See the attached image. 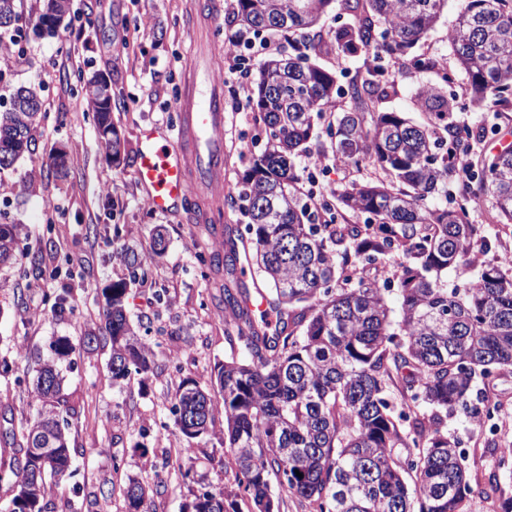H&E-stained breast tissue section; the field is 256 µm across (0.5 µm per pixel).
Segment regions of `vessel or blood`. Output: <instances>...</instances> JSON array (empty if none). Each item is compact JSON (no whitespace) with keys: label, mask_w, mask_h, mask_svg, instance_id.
Returning a JSON list of instances; mask_svg holds the SVG:
<instances>
[{"label":"vessel or blood","mask_w":512,"mask_h":512,"mask_svg":"<svg viewBox=\"0 0 512 512\" xmlns=\"http://www.w3.org/2000/svg\"><path fill=\"white\" fill-rule=\"evenodd\" d=\"M178 131L150 125L138 137L134 175L157 212H190L197 185L221 182L224 169V101L197 75L187 79Z\"/></svg>","instance_id":"vessel-or-blood-1"}]
</instances>
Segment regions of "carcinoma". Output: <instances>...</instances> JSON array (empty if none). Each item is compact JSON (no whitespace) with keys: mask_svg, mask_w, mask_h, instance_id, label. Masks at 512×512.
Instances as JSON below:
<instances>
[{"mask_svg":"<svg viewBox=\"0 0 512 512\" xmlns=\"http://www.w3.org/2000/svg\"><path fill=\"white\" fill-rule=\"evenodd\" d=\"M352 21L316 28L334 2ZM15 0H0V29L17 21ZM446 0H237L234 21L248 33H286L302 49L272 57L250 75L255 109L263 113L266 146L253 156L239 198L255 249V271L271 287L279 314L270 328L254 319L237 287L239 229L225 227L224 253L198 254L201 265L224 267L225 319L248 359L213 367L221 399L191 378L175 390V425L191 441L212 432L224 414L221 445L235 464V484L257 512H280L270 476L319 512H464L465 500L485 489L470 484L465 456L445 419L459 410L476 426L494 407L477 388L512 367V263L485 265L463 290L448 288V269L473 262L474 247L491 249L465 206L491 199L501 224H512V147L472 153L480 137L455 123L456 97L430 86L414 104L430 114L418 125L402 112L367 113L395 91L387 56H406L434 27ZM70 0H46L36 27L58 34L71 17ZM448 43L468 79L476 109L512 112V0H462ZM317 57L364 55L365 75L343 85L339 72ZM106 155L125 152L112 123V91L105 78L75 75ZM336 109L330 137L336 154L382 170L379 183L346 186L335 205L319 211L296 188L295 156L312 136L313 117ZM40 97L21 87L0 109V143L12 160L30 151ZM344 211L368 223L345 224ZM21 228L0 224V265L16 259ZM401 252L398 311L387 302L391 284L366 279ZM104 326L83 336L90 348L111 344L112 380L130 368L147 372L153 353L126 315L127 282L103 289ZM38 361L39 408L18 441L21 459L0 472L12 483L9 512H45L51 486L71 474L66 429L72 410L60 363L75 350L68 336ZM398 385L404 405L387 397ZM412 474L413 485L405 475ZM146 488L129 478L127 512H143ZM222 490H201L183 512H224Z\"/></svg>","mask_w":512,"mask_h":512,"instance_id":"1","label":"carcinoma"}]
</instances>
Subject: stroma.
I'll return each mask as SVG.
<instances>
[{"instance_id":"1","label":"stroma","mask_w":512,"mask_h":512,"mask_svg":"<svg viewBox=\"0 0 512 512\" xmlns=\"http://www.w3.org/2000/svg\"><path fill=\"white\" fill-rule=\"evenodd\" d=\"M194 0H71V24L58 36H38L35 25L42 0H17L19 20L13 30L20 54L0 55V106L21 87L36 88L42 114L33 131L29 153L0 172V224L25 227V245L42 252L56 276L40 275L28 259L0 266V467L19 455L11 436L22 420L32 417L37 402L32 378L40 358L50 353L59 336L79 340L96 320L112 281L129 280L127 312L155 353L148 377L131 375L122 386L112 383L111 348L77 349L66 371L65 392L75 409L69 418L70 444L76 471L47 497L46 512H125L128 476L147 487L146 512H181L201 488H233L235 467L217 436L196 439L185 453L171 413L180 379L208 385L215 363L245 359L241 342L228 340L224 321V277L200 265L198 252L218 241L203 225L178 214L153 211L146 191L134 177L138 133L149 124L172 126L188 68L216 55L223 56L228 35L236 33L233 0H218L215 20L191 19ZM460 0H446L428 37L414 54L436 58L437 70L420 71L406 59L388 64L396 92L379 101L378 112L397 111L417 124L427 123L412 99L424 86L447 79V93L461 103L458 124L486 127L490 133L473 141V153L498 150L512 141V112L468 108L467 78L448 45ZM98 74L112 87V118L125 142L126 162L115 165L99 147L90 112L77 94L74 75ZM226 113L227 162L221 191L201 192V207H216L223 222L243 227L238 190L251 156L265 144L262 115L246 93L238 92L235 76L220 77ZM332 112L315 117L313 134L296 158L302 193L329 200L353 182L380 180L368 164L337 160L328 128ZM65 150L68 170L47 172L50 155ZM320 161L315 176L310 162ZM96 225L97 233L87 232ZM162 226L166 250L154 256L152 229ZM133 246L147 261L129 271L112 257L113 250ZM69 294L72 314L59 319L51 311L55 296ZM487 394L499 404V414L483 427H473L461 415L448 418V433L458 439L468 458L471 485L485 486L496 477L499 489L490 496L475 494L465 512H505L512 504V461H500L498 449L512 448V369L500 372ZM148 456L135 453L136 445Z\"/></svg>"}]
</instances>
